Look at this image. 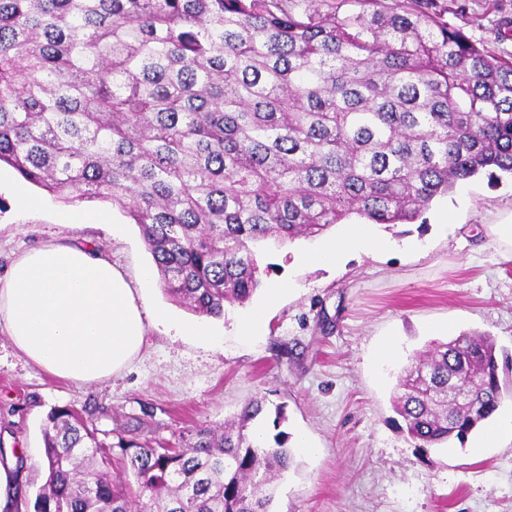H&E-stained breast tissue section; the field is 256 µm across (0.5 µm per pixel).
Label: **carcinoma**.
<instances>
[{
    "instance_id": "1",
    "label": "carcinoma",
    "mask_w": 512,
    "mask_h": 512,
    "mask_svg": "<svg viewBox=\"0 0 512 512\" xmlns=\"http://www.w3.org/2000/svg\"><path fill=\"white\" fill-rule=\"evenodd\" d=\"M440 0H0V163L141 229L164 290L224 317L260 288L259 248L351 215L412 224L458 183L512 176V59ZM496 347L462 332L409 357L393 395L415 447L462 442L503 404ZM262 403L155 447L70 409L46 479L9 512H270L288 434ZM136 489L112 476L114 452Z\"/></svg>"
}]
</instances>
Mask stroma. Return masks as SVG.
<instances>
[{
    "mask_svg": "<svg viewBox=\"0 0 512 512\" xmlns=\"http://www.w3.org/2000/svg\"><path fill=\"white\" fill-rule=\"evenodd\" d=\"M456 2L449 25L512 58V0ZM42 199L23 209L9 185L0 188V275L16 254L47 243L95 245L133 281L152 267L138 225L111 201ZM73 213L81 222L70 221ZM447 215L455 225L448 234L439 226ZM425 218L427 229L394 225L385 250L362 249L334 266L298 262L320 246L317 238L268 245L261 288L221 319L194 314L149 280L145 344L102 384L51 378L0 328V443L23 457L27 493L45 481L42 428L54 409L164 444L187 428L223 425L260 400L265 437L288 433L294 453L271 512H512L511 398L495 417L496 441L484 443L478 431L426 454L406 440L391 402L407 356L462 331L491 336L501 377H512V238L499 229L512 220V178L457 186ZM282 282L288 290L270 299ZM258 308L261 327L242 335L241 319ZM389 342L395 352L382 356Z\"/></svg>",
    "mask_w": 512,
    "mask_h": 512,
    "instance_id": "1",
    "label": "stroma"
}]
</instances>
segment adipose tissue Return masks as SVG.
Wrapping results in <instances>:
<instances>
[{
  "label": "adipose tissue",
  "instance_id": "adipose-tissue-1",
  "mask_svg": "<svg viewBox=\"0 0 512 512\" xmlns=\"http://www.w3.org/2000/svg\"><path fill=\"white\" fill-rule=\"evenodd\" d=\"M385 246L373 225L351 224L304 263H336ZM146 305L124 273L90 246L50 244L16 255L0 277V327L53 378L89 386L125 370L146 334Z\"/></svg>",
  "mask_w": 512,
  "mask_h": 512
}]
</instances>
